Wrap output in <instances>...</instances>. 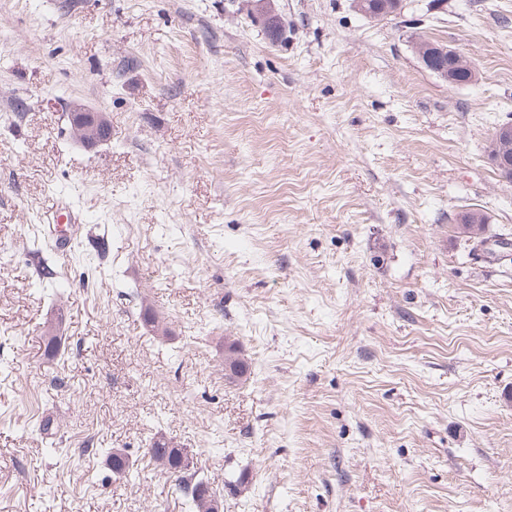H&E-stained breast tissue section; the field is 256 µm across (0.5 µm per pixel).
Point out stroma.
I'll list each match as a JSON object with an SVG mask.
<instances>
[{
    "mask_svg": "<svg viewBox=\"0 0 512 512\" xmlns=\"http://www.w3.org/2000/svg\"><path fill=\"white\" fill-rule=\"evenodd\" d=\"M273 7L0 0V512H191L159 437L220 512H512V0ZM416 49L421 59H426L429 64L431 63V60H433L435 57H438L440 53H446L448 55V62L467 61L469 66L467 62L464 64L453 63L449 66V69L447 66L445 71L447 74V79H451L455 85L471 82L470 69L473 74L472 69L475 70V68L470 63V61L458 50L450 47H440L430 42H418ZM68 120L75 139L86 147L96 146L110 138L112 129L105 114L86 105L72 106ZM151 459L158 462L168 472L173 474L176 479L179 490L186 497L192 509L195 512H218L221 502L220 493L202 479H197L190 487L185 482V477L181 475L182 470L189 467L188 454L181 448H173L166 440H157L153 442L151 448H147Z\"/></svg>",
    "mask_w": 512,
    "mask_h": 512,
    "instance_id": "stroma-1",
    "label": "stroma"
}]
</instances>
